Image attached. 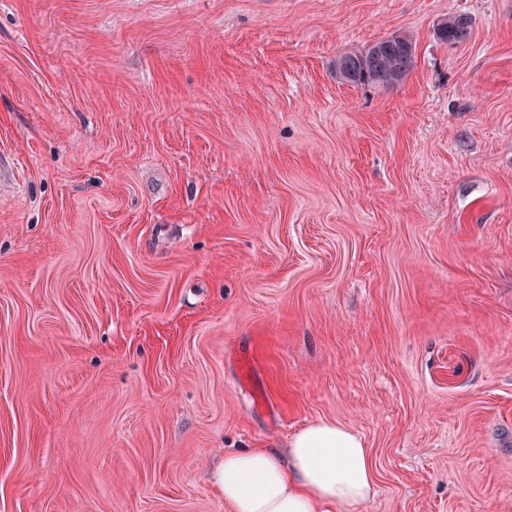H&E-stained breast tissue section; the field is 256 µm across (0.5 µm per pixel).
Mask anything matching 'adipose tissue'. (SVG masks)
<instances>
[{
  "instance_id": "adipose-tissue-1",
  "label": "adipose tissue",
  "mask_w": 512,
  "mask_h": 512,
  "mask_svg": "<svg viewBox=\"0 0 512 512\" xmlns=\"http://www.w3.org/2000/svg\"><path fill=\"white\" fill-rule=\"evenodd\" d=\"M218 482L231 512H326L368 501L375 472L360 434L319 420L290 438L286 457L266 448L225 455Z\"/></svg>"
}]
</instances>
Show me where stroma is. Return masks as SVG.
Instances as JSON below:
<instances>
[{"label": "stroma", "instance_id": "stroma-1", "mask_svg": "<svg viewBox=\"0 0 512 512\" xmlns=\"http://www.w3.org/2000/svg\"><path fill=\"white\" fill-rule=\"evenodd\" d=\"M0 151V512H229L323 419L334 512H512V0H0ZM471 24L468 17L464 15L452 16L448 21L443 22L435 30L437 39L449 45H456L466 41L469 38ZM438 31L442 33L437 36ZM413 66L412 42L395 35L376 42L361 54L340 57L336 73L347 83L390 87L403 81ZM17 160L0 154V195L6 191H15L19 187L17 181ZM218 482L231 512H327L368 501L375 472L360 434L319 420L290 438L286 458L268 448L225 454Z\"/></svg>", "mask_w": 512, "mask_h": 512}]
</instances>
